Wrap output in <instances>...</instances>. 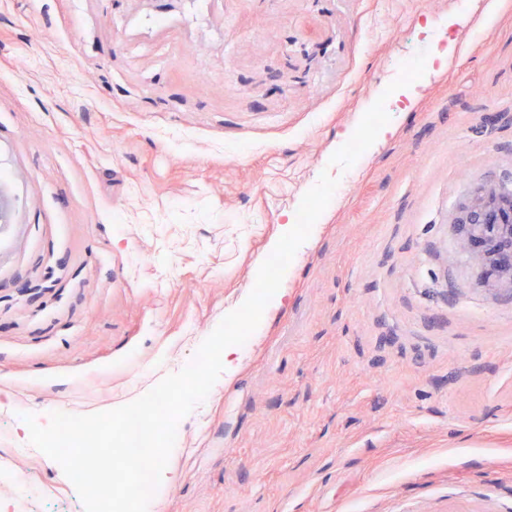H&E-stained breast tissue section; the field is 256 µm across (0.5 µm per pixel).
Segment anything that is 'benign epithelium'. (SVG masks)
I'll return each instance as SVG.
<instances>
[{
	"label": "benign epithelium",
	"mask_w": 512,
	"mask_h": 512,
	"mask_svg": "<svg viewBox=\"0 0 512 512\" xmlns=\"http://www.w3.org/2000/svg\"><path fill=\"white\" fill-rule=\"evenodd\" d=\"M460 223L469 226L468 243L482 249L492 270L512 279V189L477 196Z\"/></svg>",
	"instance_id": "7a95c632"
}]
</instances>
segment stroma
Instances as JSON below:
<instances>
[{"instance_id": "35a3bbf8", "label": "stroma", "mask_w": 512, "mask_h": 512, "mask_svg": "<svg viewBox=\"0 0 512 512\" xmlns=\"http://www.w3.org/2000/svg\"><path fill=\"white\" fill-rule=\"evenodd\" d=\"M325 171L148 512H512V279L458 223L512 185V0H0V512H81L25 415L190 363Z\"/></svg>"}]
</instances>
